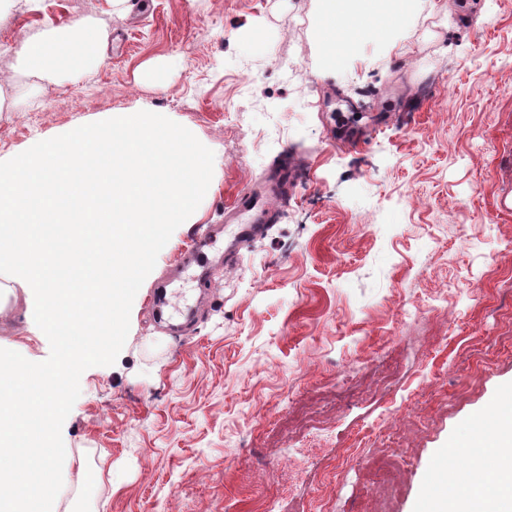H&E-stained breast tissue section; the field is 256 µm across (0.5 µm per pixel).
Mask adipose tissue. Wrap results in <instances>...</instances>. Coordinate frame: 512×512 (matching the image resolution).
Returning a JSON list of instances; mask_svg holds the SVG:
<instances>
[{
  "label": "adipose tissue",
  "mask_w": 512,
  "mask_h": 512,
  "mask_svg": "<svg viewBox=\"0 0 512 512\" xmlns=\"http://www.w3.org/2000/svg\"><path fill=\"white\" fill-rule=\"evenodd\" d=\"M321 45L326 71L342 68L352 50L370 32L389 33L401 22L415 0H322ZM105 38L99 19L85 17L66 28L49 27L26 35L15 54L18 72L53 81L62 76L80 77L95 71L104 61ZM469 446L482 449L496 473L493 488L470 483L466 505L442 494L441 512H472L481 502L490 512H512V409L499 411L493 434L474 433Z\"/></svg>",
  "instance_id": "obj_1"
}]
</instances>
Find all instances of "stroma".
<instances>
[{"instance_id":"1","label":"stroma","mask_w":512,"mask_h":512,"mask_svg":"<svg viewBox=\"0 0 512 512\" xmlns=\"http://www.w3.org/2000/svg\"><path fill=\"white\" fill-rule=\"evenodd\" d=\"M0 21V159L141 106L214 153L213 184L137 292L123 350L80 379L61 512H418L512 408V0H417L395 48L322 73L319 0H37ZM100 19L106 64L15 75L26 33ZM269 187L238 241L225 214ZM171 332L152 291L200 237ZM0 348L50 345L0 276Z\"/></svg>"}]
</instances>
